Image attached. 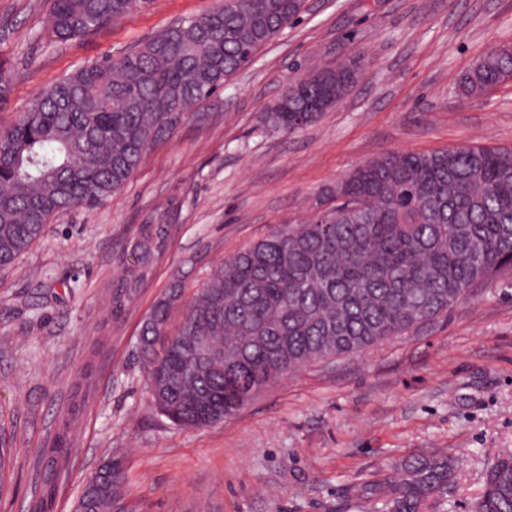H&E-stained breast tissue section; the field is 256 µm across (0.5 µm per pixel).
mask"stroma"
I'll return each mask as SVG.
<instances>
[{
	"label": "stroma",
	"instance_id": "1",
	"mask_svg": "<svg viewBox=\"0 0 512 512\" xmlns=\"http://www.w3.org/2000/svg\"><path fill=\"white\" fill-rule=\"evenodd\" d=\"M213 4L149 0L89 36L54 42L49 0H0V62L13 79L0 128L48 84ZM510 43L512 0H307L300 20L201 103L200 118L148 151L118 193L54 220L0 268V436L13 440L0 512H26L36 452L100 339L55 512H72L112 458L126 475L122 512H383L355 488L428 453L453 457L457 469L427 512H468L489 461L512 452L511 270L474 289L446 321L305 366L200 428L175 427L152 408L136 342L173 280L184 288L175 324L216 266L279 225L331 207L326 188L365 161L511 147L512 80L479 98L459 91L481 54ZM348 54L361 56L362 70L337 107L293 133L263 125L285 86ZM165 208L177 213L167 259L102 339L126 239Z\"/></svg>",
	"mask_w": 512,
	"mask_h": 512
}]
</instances>
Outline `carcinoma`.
Here are the masks:
<instances>
[{
	"mask_svg": "<svg viewBox=\"0 0 512 512\" xmlns=\"http://www.w3.org/2000/svg\"><path fill=\"white\" fill-rule=\"evenodd\" d=\"M147 0H51L55 42L88 35ZM305 11V0H215L121 57L106 58L46 86L0 131V267L11 265L46 225L119 192L145 154L192 109L249 64ZM356 63L310 71L278 97L262 123L301 130L342 100ZM512 79V46L493 48L460 79L478 96ZM334 205L283 224L216 267L174 331L170 288L142 323L138 346L157 413L198 428L240 411L258 392L306 365L356 356L448 318L464 292L512 268V148L461 146L398 151L358 165L329 190ZM174 213L135 227L130 259L112 283L105 324H117L167 254ZM210 357L198 356V340ZM74 401L33 467L27 512H54L71 452ZM455 462L412 456L365 487L385 512H424L448 493ZM125 483L118 460L86 483L74 512H116ZM470 512H512V453L492 461Z\"/></svg>",
	"mask_w": 512,
	"mask_h": 512,
	"instance_id": "carcinoma-1",
	"label": "carcinoma"
}]
</instances>
